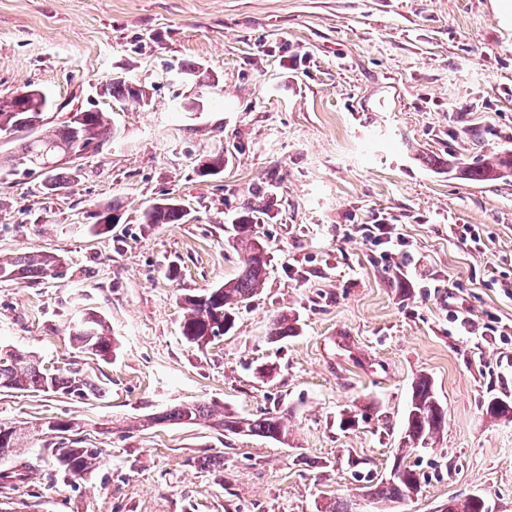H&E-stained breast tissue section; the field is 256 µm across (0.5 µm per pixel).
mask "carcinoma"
Here are the masks:
<instances>
[{"mask_svg":"<svg viewBox=\"0 0 512 512\" xmlns=\"http://www.w3.org/2000/svg\"><path fill=\"white\" fill-rule=\"evenodd\" d=\"M104 94L120 102L133 98L148 106L152 96L139 85L133 87L120 78H113L104 85ZM53 100L38 88H28L12 97L0 98V132L20 134L21 146L3 162L17 167V160L24 161L29 170H42L47 179L46 189L56 192L65 189L78 177L79 169L62 162V156L82 148L89 140L103 145L112 138V129L105 115L97 110H78L80 121L66 119L55 127H48ZM224 151L204 159L198 176H216L224 170ZM246 215L232 225L234 239L246 244L245 254L236 277L199 294L184 297L185 314L181 333L185 341L199 349L207 347L218 337L225 335L235 323L240 307L251 301L264 284L268 274L267 250L259 248L260 240L254 234L256 224L269 215V206L244 205ZM189 212L173 198L161 199L143 213L145 224H184ZM62 259L54 254H21L9 261L0 260V281L47 280L51 271ZM87 331L77 328L69 331L70 340L83 353L96 350V357L106 361L118 349L109 336L108 325L96 313H85ZM298 331V319L286 312L277 314L269 327L268 336L273 342L294 336ZM0 389L16 392H42L68 394L78 398L93 396L102 398L106 387L87 374L82 368L48 371L29 352L12 349L0 355ZM486 413L494 418H512V405L492 398L486 405ZM447 413L438 399L432 381L420 376L413 381L412 394L404 423L403 447L397 449L394 466L400 469L397 476L377 478L371 473L364 475L366 485L362 491L374 504L382 505L379 512H399L406 502L420 492V473L407 465V457L416 448H426L445 427ZM209 422L212 428L228 434H249L288 443L286 414L280 411L263 412L254 418H243L230 411L206 404H182L167 412L143 419V425L173 422L194 425ZM73 425L60 421L48 422V430L56 434L57 441L48 444L54 449L58 467L66 477L87 473L96 464L99 452L81 447L82 441L68 437ZM27 436L23 429L0 422V456L20 458L17 469L0 471V489H12L26 480L29 472L38 466V459L25 458Z\"/></svg>","mask_w":512,"mask_h":512,"instance_id":"1","label":"carcinoma"}]
</instances>
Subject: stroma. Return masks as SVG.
I'll return each instance as SVG.
<instances>
[{
	"mask_svg": "<svg viewBox=\"0 0 512 512\" xmlns=\"http://www.w3.org/2000/svg\"><path fill=\"white\" fill-rule=\"evenodd\" d=\"M194 63L208 86L179 78ZM116 76L146 85L152 108L105 96ZM28 86L106 113L114 135L66 189L0 175V258L65 261L53 279L0 282V347L83 368L108 394L0 392V422L21 423L40 458L0 503L317 512L359 494L347 457L391 470L424 374L447 423L411 458L422 487L406 512H440L469 493L512 512V420L483 408L490 395L512 402V335L501 333L512 325V171L464 175L512 154V0H0V97ZM195 100L200 110L184 111ZM221 148L223 172L200 179L197 164ZM269 193L277 204L257 229L267 279L234 329L198 350L181 334L182 299L237 275L244 246L226 227ZM163 198L180 200L189 221L142 224ZM103 205L118 222L90 234ZM381 218L402 240L389 254L359 231ZM453 224L474 228L482 251L452 237ZM459 305L474 335L459 331ZM85 310L107 322L112 359L71 345ZM282 311L299 330L274 342ZM185 402L244 418L287 411L288 442L142 428ZM56 420L99 451L82 477L63 479L45 447Z\"/></svg>",
	"mask_w": 512,
	"mask_h": 512,
	"instance_id": "stroma-1",
	"label": "stroma"
}]
</instances>
